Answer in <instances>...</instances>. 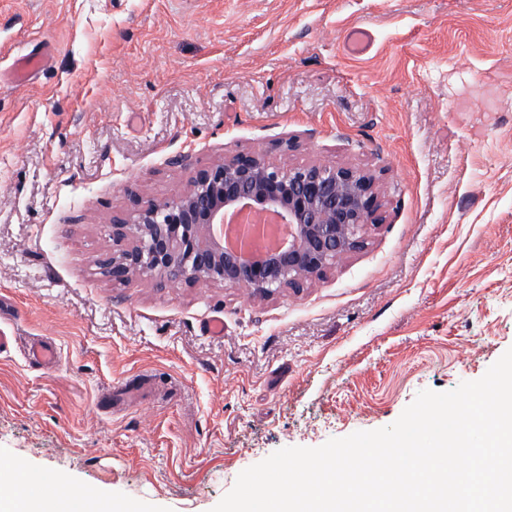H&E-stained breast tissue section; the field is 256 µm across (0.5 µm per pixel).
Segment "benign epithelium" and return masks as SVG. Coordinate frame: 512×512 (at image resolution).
Returning a JSON list of instances; mask_svg holds the SVG:
<instances>
[{
    "label": "benign epithelium",
    "mask_w": 512,
    "mask_h": 512,
    "mask_svg": "<svg viewBox=\"0 0 512 512\" xmlns=\"http://www.w3.org/2000/svg\"><path fill=\"white\" fill-rule=\"evenodd\" d=\"M380 207L369 170L233 154L196 169L175 198L136 197L133 211L112 216L118 249L100 266L115 281L151 273L161 287L208 280L265 299L314 284L363 249Z\"/></svg>",
    "instance_id": "obj_1"
}]
</instances>
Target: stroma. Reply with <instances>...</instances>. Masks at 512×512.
<instances>
[{"label":"stroma","mask_w":512,"mask_h":512,"mask_svg":"<svg viewBox=\"0 0 512 512\" xmlns=\"http://www.w3.org/2000/svg\"><path fill=\"white\" fill-rule=\"evenodd\" d=\"M45 50L0 82V469L212 512L275 451L387 427L512 348V0H0V70ZM258 149L375 171L365 248L268 299L103 273L130 191Z\"/></svg>","instance_id":"1"}]
</instances>
